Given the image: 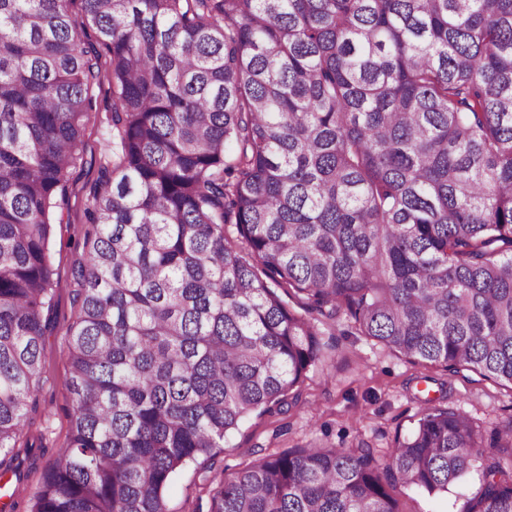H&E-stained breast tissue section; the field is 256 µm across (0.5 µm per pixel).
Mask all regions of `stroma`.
<instances>
[{"instance_id": "1", "label": "stroma", "mask_w": 512, "mask_h": 512, "mask_svg": "<svg viewBox=\"0 0 512 512\" xmlns=\"http://www.w3.org/2000/svg\"><path fill=\"white\" fill-rule=\"evenodd\" d=\"M112 109L108 91L98 96L85 130L84 159L67 176V224L55 231L52 245L55 327L43 345L45 381L32 412L31 433H44L49 448L66 446L70 433V375L67 336L77 309L72 269L83 252L87 189L97 179L100 163L111 152L106 114ZM325 359L310 369L300 397L287 413L251 415L229 435L210 460L180 471L168 491L169 512H209L215 485L202 481L206 466L232 477L260 454L289 448L365 444L378 463H386L397 438L406 436L420 417L423 401L458 408L477 425L489 428L512 421V389L471 371L451 373L440 367L408 362L376 341L362 336L348 317L323 325ZM479 487L478 472L449 492L430 496L414 488L395 495L401 512H460Z\"/></svg>"}]
</instances>
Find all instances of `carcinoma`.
Instances as JSON below:
<instances>
[{
	"instance_id": "1",
	"label": "carcinoma",
	"mask_w": 512,
	"mask_h": 512,
	"mask_svg": "<svg viewBox=\"0 0 512 512\" xmlns=\"http://www.w3.org/2000/svg\"><path fill=\"white\" fill-rule=\"evenodd\" d=\"M73 2L0 0L9 512H168L182 469L298 400L341 312L411 363L512 385V0ZM105 82L71 434L21 504L54 226ZM477 462L461 512H512V421L428 404L383 466L314 446L205 480L210 512H400L391 490L446 493Z\"/></svg>"
}]
</instances>
